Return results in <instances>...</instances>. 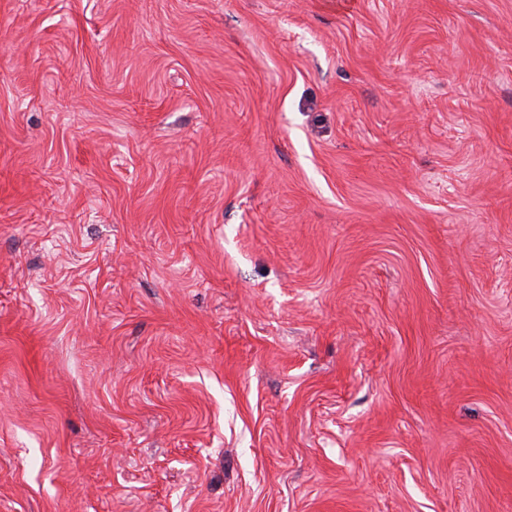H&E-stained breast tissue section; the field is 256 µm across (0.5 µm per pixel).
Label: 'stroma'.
Wrapping results in <instances>:
<instances>
[{
	"mask_svg": "<svg viewBox=\"0 0 512 512\" xmlns=\"http://www.w3.org/2000/svg\"><path fill=\"white\" fill-rule=\"evenodd\" d=\"M0 512H512V0H0Z\"/></svg>",
	"mask_w": 512,
	"mask_h": 512,
	"instance_id": "obj_1",
	"label": "stroma"
}]
</instances>
